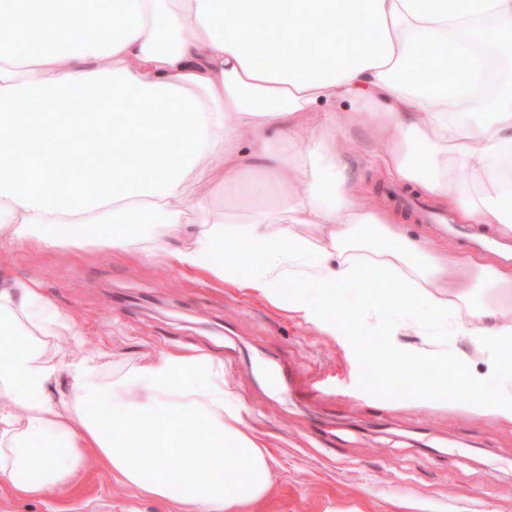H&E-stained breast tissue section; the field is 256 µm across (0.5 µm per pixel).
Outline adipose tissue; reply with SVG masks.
Listing matches in <instances>:
<instances>
[{"instance_id":"adipose-tissue-1","label":"adipose tissue","mask_w":512,"mask_h":512,"mask_svg":"<svg viewBox=\"0 0 512 512\" xmlns=\"http://www.w3.org/2000/svg\"><path fill=\"white\" fill-rule=\"evenodd\" d=\"M3 12L0 245H77L90 224L98 248L271 299L288 281L328 298L390 285V335L425 342L411 360L388 353L386 373L512 421L507 397L449 381L444 364L460 302L464 334L494 363L512 358V270L449 257L358 200L338 135L389 133L383 164L399 183L512 236V0H0ZM429 44L443 55L423 59ZM104 161L109 186L93 176ZM256 176L278 194L246 223L205 193L233 201ZM73 333L36 281L0 278L1 489L68 488L93 450L172 512H237L267 494L271 457L225 392L221 359L148 355L108 381L95 359L49 350ZM62 374L66 401L48 392Z\"/></svg>"}]
</instances>
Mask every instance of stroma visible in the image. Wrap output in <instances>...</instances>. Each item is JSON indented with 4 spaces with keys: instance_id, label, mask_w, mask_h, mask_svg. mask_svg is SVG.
I'll return each instance as SVG.
<instances>
[{
    "instance_id": "obj_1",
    "label": "stroma",
    "mask_w": 512,
    "mask_h": 512,
    "mask_svg": "<svg viewBox=\"0 0 512 512\" xmlns=\"http://www.w3.org/2000/svg\"><path fill=\"white\" fill-rule=\"evenodd\" d=\"M340 136L348 146L347 172L364 196L395 212L402 209L400 196L417 197V190L397 186L381 163L387 139L357 126ZM406 227L452 252L498 238L472 226L464 236L448 237L412 215ZM6 272L37 281L74 318L81 341L65 345V352L97 357L109 378L149 354L183 348L220 357L233 347L224 388L240 400L241 416L266 443L274 468L270 493L248 512H512V422L465 396L431 400L412 389L395 397L373 365L372 356L392 349L411 357L416 342L392 339L387 322L368 317L384 286H351L340 304L293 288L272 300L228 280L142 264L90 244L56 252L15 245ZM300 296L317 307L316 323L292 312ZM278 363L316 379V401L301 409L278 397L265 371ZM462 373L481 391L503 386V369L471 337L452 336L448 375ZM0 512L168 509L120 484L93 453L74 487L44 498L1 492Z\"/></svg>"
}]
</instances>
